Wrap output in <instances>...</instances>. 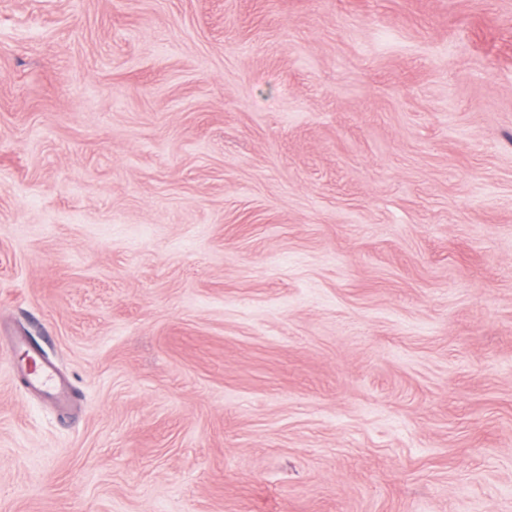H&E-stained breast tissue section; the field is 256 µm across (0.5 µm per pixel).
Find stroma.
Instances as JSON below:
<instances>
[{
	"mask_svg": "<svg viewBox=\"0 0 512 512\" xmlns=\"http://www.w3.org/2000/svg\"><path fill=\"white\" fill-rule=\"evenodd\" d=\"M0 512H512V0H0ZM32 384L47 395L65 400L67 391L60 387L56 380L55 368L47 362H42L33 372Z\"/></svg>",
	"mask_w": 512,
	"mask_h": 512,
	"instance_id": "stroma-1",
	"label": "stroma"
}]
</instances>
